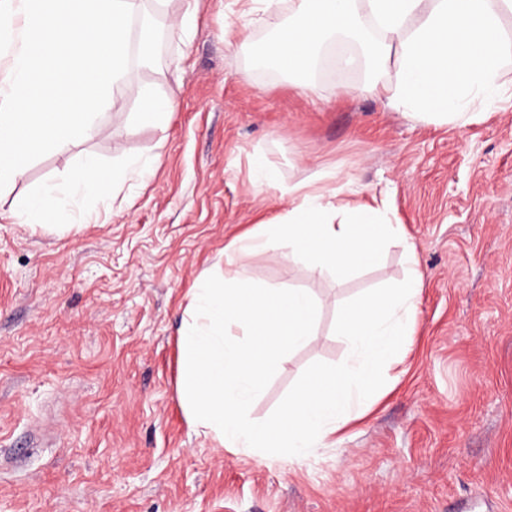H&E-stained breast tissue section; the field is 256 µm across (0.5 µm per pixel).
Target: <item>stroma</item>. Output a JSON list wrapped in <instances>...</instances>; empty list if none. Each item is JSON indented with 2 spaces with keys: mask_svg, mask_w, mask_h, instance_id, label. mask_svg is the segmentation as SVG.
Wrapping results in <instances>:
<instances>
[{
  "mask_svg": "<svg viewBox=\"0 0 512 512\" xmlns=\"http://www.w3.org/2000/svg\"><path fill=\"white\" fill-rule=\"evenodd\" d=\"M164 39L156 65L131 62L96 133L51 151L0 191V512H512V58L502 101L484 118L438 128L359 90L363 64L339 69L327 48L310 75L259 67L254 47L287 24L242 0H152ZM248 29V43L236 33ZM179 106L141 126L137 89ZM88 152L105 163L160 159L129 180L98 223L46 236L20 203L63 181ZM262 155L280 184L335 172L359 195L387 194L417 260L386 248L381 266L315 274L269 250L245 271L265 288L320 298L314 335L268 371L251 420L275 416L317 370L343 364L340 308L412 272L423 278L400 379L369 415L288 463L196 433L176 395L189 292L224 278V249L288 204L258 184ZM490 486L491 501L474 498Z\"/></svg>",
  "mask_w": 512,
  "mask_h": 512,
  "instance_id": "obj_1",
  "label": "stroma"
}]
</instances>
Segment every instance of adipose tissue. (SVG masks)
<instances>
[{"label":"adipose tissue","instance_id":"obj_1","mask_svg":"<svg viewBox=\"0 0 512 512\" xmlns=\"http://www.w3.org/2000/svg\"><path fill=\"white\" fill-rule=\"evenodd\" d=\"M290 2L292 19L263 47L277 70L305 75L320 60L323 42L334 35L374 30L366 45L363 86L387 109L437 126L476 121L501 96L500 71L512 55L501 36V15L512 0H256L259 11L278 14ZM393 71L390 80L381 77ZM156 158H130L105 166L85 154L64 182H48L29 195L18 214L33 229L54 233L82 224V204L111 202L129 173L149 179ZM259 183L279 185L275 168L254 158ZM320 186L300 181L279 185L288 208L281 220L258 224L225 256L224 283L202 278L193 290L191 320L180 338L177 396L197 431L227 448L263 453L284 448L300 460L342 433L380 396V367L406 355L422 288L421 275L364 294L342 308L336 329L351 358L331 372H317L273 418L256 423L245 408L266 384L268 370L283 353L307 344L319 302L302 288H260L238 257L267 250L302 260L313 271L339 274L377 265L385 244L406 242L402 225L385 220L388 198L350 199L332 172Z\"/></svg>","mask_w":512,"mask_h":512}]
</instances>
